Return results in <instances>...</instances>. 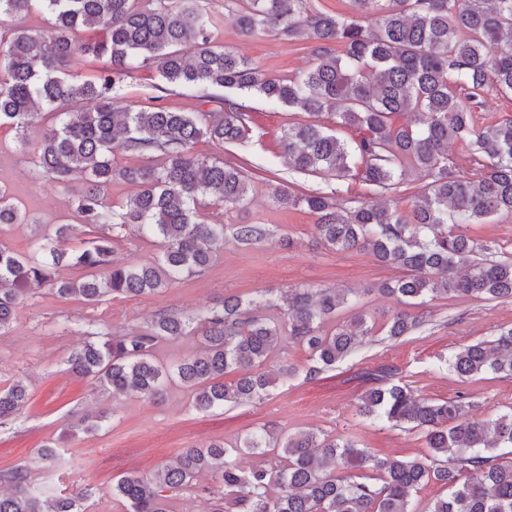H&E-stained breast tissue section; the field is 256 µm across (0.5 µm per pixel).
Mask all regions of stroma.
Masks as SVG:
<instances>
[{
    "label": "stroma",
    "mask_w": 512,
    "mask_h": 512,
    "mask_svg": "<svg viewBox=\"0 0 512 512\" xmlns=\"http://www.w3.org/2000/svg\"><path fill=\"white\" fill-rule=\"evenodd\" d=\"M212 39L275 76L296 74L311 59L303 42L282 41L263 33L244 37L228 23L213 28ZM245 100L249 105L246 140L223 144L203 139L195 151L242 166L250 184L248 200L237 208L206 207L201 214L207 223L218 219L227 226L265 225L267 237L249 247L227 242L206 270L152 295L88 304L74 297H57L46 288L33 290L18 306L9 333L0 336V387L23 379L30 393L24 413L0 426V474L27 464L32 468L34 491L53 494L69 491L75 484L90 485L94 488L90 512H124L112 495V483L118 477L153 476L175 462L182 449L214 440L232 442L267 423L289 433L313 430L351 435L381 456L425 457L428 450L419 431L372 423L356 413L367 388L364 372L381 366L395 369L400 382L426 399L437 401L466 392L476 403L475 415L490 418L512 410V378L485 373L463 379L446 365L462 345L494 339L499 330L512 328L510 300L429 302L419 307L425 323L412 335L395 341L377 336L354 356L314 377L306 374L310 366L306 351L283 343L265 364L277 374L267 396L212 412L192 410L191 391L179 382L168 386L161 399L153 400L137 393L105 391L92 380L72 374L68 356L92 337L146 328L156 314L165 311L195 317L227 295L253 297L297 286L352 288L364 312L376 323L401 310L399 301L377 291L381 282L399 278L401 269L382 265L364 251L325 249L316 238L313 215L303 207L284 208L271 200L274 190L284 185L298 195L329 187L321 176L290 171L279 155L283 130L307 122L308 114L271 106L255 93L246 94ZM0 186L20 197L46 223L71 219V194L58 183L31 173L16 131L6 126L0 128ZM463 232L512 259V218L468 224ZM114 239L117 263L150 262L161 253L157 240L130 228L115 232ZM100 409L108 413L104 429L68 435L69 422ZM49 441L55 442L58 459L51 464L35 463L38 448ZM222 490L211 477H202L192 487L172 493L169 510L206 512L210 498Z\"/></svg>",
    "instance_id": "obj_1"
}]
</instances>
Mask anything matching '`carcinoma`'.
<instances>
[{"instance_id":"cac0c4a2","label":"carcinoma","mask_w":512,"mask_h":512,"mask_svg":"<svg viewBox=\"0 0 512 512\" xmlns=\"http://www.w3.org/2000/svg\"><path fill=\"white\" fill-rule=\"evenodd\" d=\"M224 20L244 36L269 33L309 40L312 63L298 75L274 77L233 51L211 43L218 18L200 0H0V126L15 128L21 146L40 133L35 173L73 196V217L89 239L69 247L75 227L48 224L28 256L0 248V336L9 332L17 305L32 286L89 303L105 297L155 293L205 270L226 241L224 224L198 221L206 205L242 204L249 184L241 170L194 152L203 138L236 143L246 138L248 107L238 93L253 91L274 106L315 117L284 130L280 153L295 173H321L336 183L357 180L380 196L417 183L404 212L378 200L344 207L338 190L293 197L280 188L277 205L306 206L320 243L338 253L363 250L406 275L379 291L408 306L438 299L512 300V262L458 232L495 214L512 218V118L480 125L475 112L492 90L512 93V0H352L356 14L339 18L307 0H230ZM53 17L47 30L23 26L34 10ZM79 30L92 33L80 40ZM190 44L191 56L182 52ZM155 67L151 106L117 109L112 94L132 73ZM195 92L207 110L164 106L175 89ZM414 112L410 124L396 117ZM467 142L468 160L448 158V143ZM122 153L144 159L123 166ZM135 187L119 208L103 188L114 181ZM7 189L0 188V228L41 224ZM135 227L162 241L152 263L112 260V232ZM261 224H237L232 238L255 245ZM88 274L61 279L57 268ZM355 291L307 288L275 299L227 296L194 319L161 312L144 330L87 342L69 358L70 371L105 389L152 398L179 380L192 388L191 408L221 409L267 395L274 380L266 360L286 339L302 346L309 376L336 366L373 341L424 325L402 309L383 323L357 314L336 320ZM281 309L280 318L257 314ZM197 332L201 348L167 366L155 347ZM459 376L491 372L512 378V328L495 339L462 346L448 359ZM239 374L233 384L224 382ZM392 369L369 373L358 414L394 427L421 429L425 459L376 457L349 436L312 431L286 434L271 427L201 448H185L175 465L152 478L126 475L112 485L125 512H169L168 493L211 473L224 487L210 512H414L412 491L439 483L448 494L425 512H512V411L491 419L473 415L464 392L428 401L391 383ZM27 385L0 387V420L21 414ZM509 460H504L505 454ZM265 463L241 469L236 458ZM13 486L0 494V512H88L89 485L55 498L29 487V466L5 474Z\"/></svg>"}]
</instances>
